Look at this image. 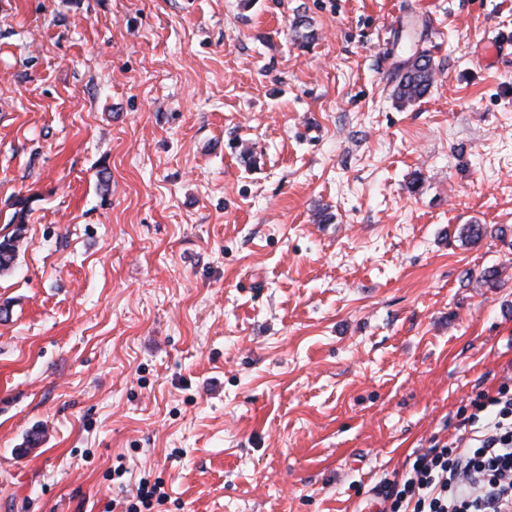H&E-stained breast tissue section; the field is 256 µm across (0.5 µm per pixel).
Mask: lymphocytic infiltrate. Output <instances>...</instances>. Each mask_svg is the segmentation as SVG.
Wrapping results in <instances>:
<instances>
[{"instance_id": "obj_1", "label": "lymphocytic infiltrate", "mask_w": 512, "mask_h": 512, "mask_svg": "<svg viewBox=\"0 0 512 512\" xmlns=\"http://www.w3.org/2000/svg\"><path fill=\"white\" fill-rule=\"evenodd\" d=\"M456 446L431 448L386 497L388 512H512V391L466 419Z\"/></svg>"}]
</instances>
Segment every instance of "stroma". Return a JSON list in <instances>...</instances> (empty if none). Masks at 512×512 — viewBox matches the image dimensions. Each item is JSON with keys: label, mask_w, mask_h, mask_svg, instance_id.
Wrapping results in <instances>:
<instances>
[{"label": "stroma", "mask_w": 512, "mask_h": 512, "mask_svg": "<svg viewBox=\"0 0 512 512\" xmlns=\"http://www.w3.org/2000/svg\"><path fill=\"white\" fill-rule=\"evenodd\" d=\"M497 33L512 0H0V232L30 201L0 512H125L144 479L150 512H376L454 442L512 386ZM431 59L424 53L415 61H408L396 78L394 93L400 102L406 103L423 97L432 82Z\"/></svg>", "instance_id": "35a3bbf8"}]
</instances>
